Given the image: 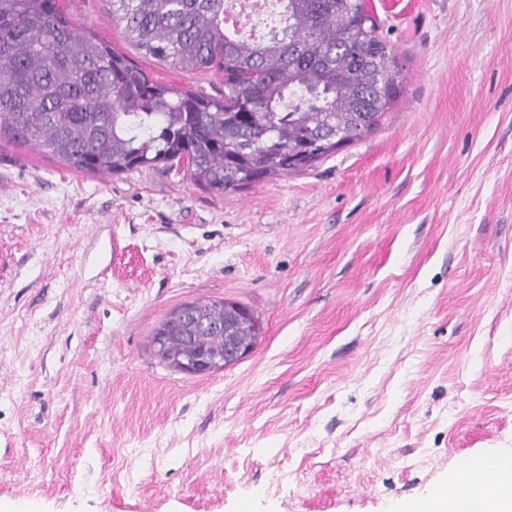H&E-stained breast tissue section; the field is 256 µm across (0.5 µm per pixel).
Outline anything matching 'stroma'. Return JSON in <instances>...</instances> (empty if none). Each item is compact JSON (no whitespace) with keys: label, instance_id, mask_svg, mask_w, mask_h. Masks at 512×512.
<instances>
[{"label":"stroma","instance_id":"stroma-1","mask_svg":"<svg viewBox=\"0 0 512 512\" xmlns=\"http://www.w3.org/2000/svg\"><path fill=\"white\" fill-rule=\"evenodd\" d=\"M74 23L156 80L108 0ZM404 67L369 137L224 194L0 146V512H390L512 448V0H367ZM248 307L190 375L153 331ZM169 316L154 330L152 341H155L157 353L163 360L190 375H204L234 364L252 352L257 343L258 336H252L255 319L249 309L239 304H224L218 315L207 300L187 303L175 309L173 318L177 324L188 323L190 329L204 331L195 336H185L173 326L162 327L157 336L160 327L168 323ZM213 328L224 330L207 331ZM223 343L220 349L196 352L201 345L216 348ZM187 344L192 353L196 352L192 357H187L184 352Z\"/></svg>","mask_w":512,"mask_h":512}]
</instances>
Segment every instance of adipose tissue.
Instances as JSON below:
<instances>
[{
  "mask_svg": "<svg viewBox=\"0 0 512 512\" xmlns=\"http://www.w3.org/2000/svg\"><path fill=\"white\" fill-rule=\"evenodd\" d=\"M475 462L496 472L497 493L488 496L473 490L461 501L450 496L447 486L442 485L418 502L403 504V512H512V453L486 454L476 457Z\"/></svg>",
  "mask_w": 512,
  "mask_h": 512,
  "instance_id": "ef3b65f1",
  "label": "adipose tissue"
}]
</instances>
